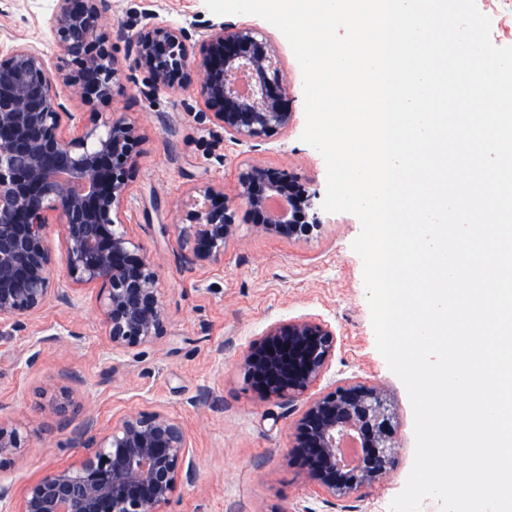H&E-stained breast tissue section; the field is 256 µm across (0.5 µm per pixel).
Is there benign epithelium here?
I'll list each match as a JSON object with an SVG mask.
<instances>
[{"instance_id":"benign-epithelium-1","label":"benign epithelium","mask_w":512,"mask_h":512,"mask_svg":"<svg viewBox=\"0 0 512 512\" xmlns=\"http://www.w3.org/2000/svg\"><path fill=\"white\" fill-rule=\"evenodd\" d=\"M108 0H55L47 20L60 54L47 62L35 47L0 54V336L57 302L69 305L73 289L55 280L48 244L53 216L60 218L68 277L98 288L97 300L114 348L133 349L164 335L166 315L155 265L138 253L122 222L140 136L126 116L66 132L75 120L67 100L53 90V75L71 87L70 99L96 109L109 102L122 68L102 31ZM204 53L191 60L183 27L148 23L128 38L133 66L150 78L146 94L169 89L199 73L198 93L209 116L236 141H257L288 127V83L271 43L246 26L212 25L202 35ZM200 203L178 224L161 225L177 236L179 258L202 268L224 258L238 233L224 192L196 188ZM272 193L288 202L273 215ZM235 197L257 232L298 239L321 226L318 193L296 175L262 164L243 169ZM336 351V334L320 320L299 318L271 325L243 351L239 365L251 389L284 405L308 394ZM387 394L360 384L312 398L295 421L289 458L339 499L354 497L381 480L397 451ZM354 432L363 453L353 467L339 461L336 436ZM85 454L71 466L29 483L14 512H161L179 484L191 482L180 421L162 410L132 412L105 433L88 416L78 432ZM24 437L0 423V458L14 456Z\"/></svg>"}]
</instances>
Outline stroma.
I'll return each instance as SVG.
<instances>
[{"label":"stroma","instance_id":"35a3bbf8","mask_svg":"<svg viewBox=\"0 0 512 512\" xmlns=\"http://www.w3.org/2000/svg\"><path fill=\"white\" fill-rule=\"evenodd\" d=\"M52 0H0V51L38 48L48 61L59 49L49 35ZM248 26L274 46L287 74L293 117L286 129L260 141L238 143L205 112L196 82L149 96L146 72L128 58L127 38L145 22L178 24L191 35L223 21ZM103 23L124 76L99 121L121 113L139 128L136 165L122 219L159 276L166 333L133 349L111 347L96 301L81 291L74 305H52L24 329L0 339V422L16 426L26 442L18 458L0 462L6 506L24 486L75 464L83 450L74 431L94 417L106 431L122 415L163 410L176 415L196 465L193 482L178 487L163 512H390L414 460V416L406 389L376 349L363 263L352 243L360 233L350 213H322L319 230L299 240L256 232L238 208V234L224 258L204 268L185 266L175 236L161 225L179 221L180 208L209 183L234 197L248 164L300 175L326 190L320 153L301 141L305 128L303 78L284 35L254 15L211 13L205 0H109ZM313 318L336 333L335 356L313 389L360 383L385 390L391 404L397 454L392 470L358 495L339 500L289 464L291 426L309 402L291 409L261 398L243 379L238 359L274 323ZM39 352L27 365L29 349ZM68 392L66 415L55 396Z\"/></svg>","mask_w":512,"mask_h":512}]
</instances>
